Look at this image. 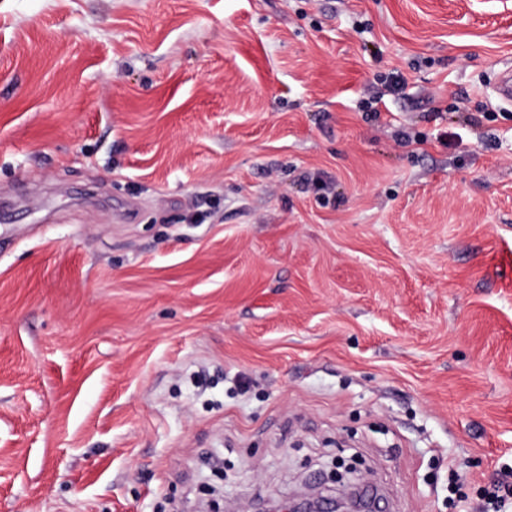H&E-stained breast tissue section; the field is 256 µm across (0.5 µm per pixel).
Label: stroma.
Here are the masks:
<instances>
[{
  "label": "stroma",
  "mask_w": 512,
  "mask_h": 512,
  "mask_svg": "<svg viewBox=\"0 0 512 512\" xmlns=\"http://www.w3.org/2000/svg\"><path fill=\"white\" fill-rule=\"evenodd\" d=\"M509 68L512 0H0V512H479Z\"/></svg>",
  "instance_id": "1"
}]
</instances>
